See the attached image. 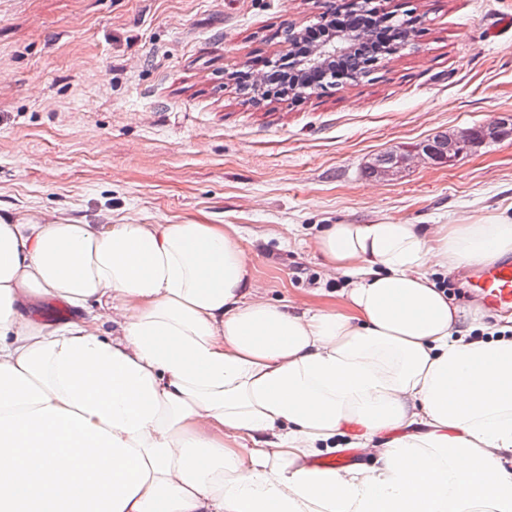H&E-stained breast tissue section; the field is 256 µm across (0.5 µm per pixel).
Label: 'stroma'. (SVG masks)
I'll list each match as a JSON object with an SVG mask.
<instances>
[{
    "label": "stroma",
    "mask_w": 512,
    "mask_h": 512,
    "mask_svg": "<svg viewBox=\"0 0 512 512\" xmlns=\"http://www.w3.org/2000/svg\"><path fill=\"white\" fill-rule=\"evenodd\" d=\"M348 0H0V215L220 224L260 297L335 308L329 224L512 220V137L384 178L378 155L512 115V0H376L421 16L359 82L253 103L238 71L280 58Z\"/></svg>",
    "instance_id": "35a3bbf8"
}]
</instances>
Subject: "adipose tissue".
<instances>
[{
    "mask_svg": "<svg viewBox=\"0 0 512 512\" xmlns=\"http://www.w3.org/2000/svg\"><path fill=\"white\" fill-rule=\"evenodd\" d=\"M316 247L343 310L258 298L220 224L0 220V512H512V336L429 277L512 223ZM346 438L375 466L309 465Z\"/></svg>",
    "mask_w": 512,
    "mask_h": 512,
    "instance_id": "ef3b65f1",
    "label": "adipose tissue"
}]
</instances>
